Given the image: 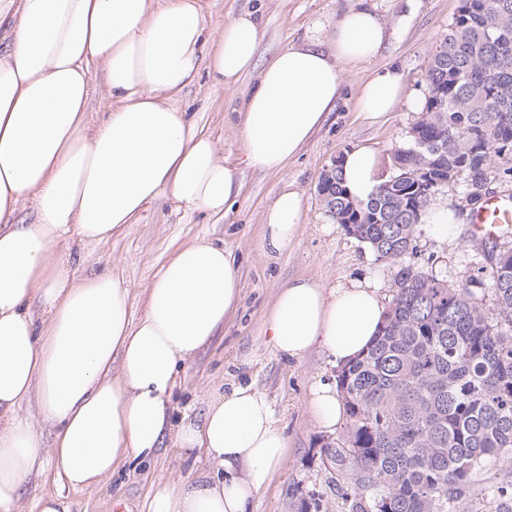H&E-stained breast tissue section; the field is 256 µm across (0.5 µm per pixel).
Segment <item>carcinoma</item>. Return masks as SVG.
Segmentation results:
<instances>
[{"instance_id": "obj_1", "label": "carcinoma", "mask_w": 512, "mask_h": 512, "mask_svg": "<svg viewBox=\"0 0 512 512\" xmlns=\"http://www.w3.org/2000/svg\"><path fill=\"white\" fill-rule=\"evenodd\" d=\"M423 117L394 155L400 184L353 199L336 170L319 182L347 235L394 269L385 323L336 367L347 428L326 456L348 464L349 512H512V229L481 241L473 274L448 281L418 262L422 215L406 210L418 175L458 187L471 209L493 157L512 152V0H461L426 75Z\"/></svg>"}]
</instances>
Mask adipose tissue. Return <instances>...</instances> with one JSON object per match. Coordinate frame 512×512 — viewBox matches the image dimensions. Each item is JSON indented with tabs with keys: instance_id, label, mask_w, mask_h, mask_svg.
Segmentation results:
<instances>
[{
	"instance_id": "adipose-tissue-1",
	"label": "adipose tissue",
	"mask_w": 512,
	"mask_h": 512,
	"mask_svg": "<svg viewBox=\"0 0 512 512\" xmlns=\"http://www.w3.org/2000/svg\"><path fill=\"white\" fill-rule=\"evenodd\" d=\"M261 37L252 11L213 35L203 0H0V512H22V491L48 458L60 487L40 495L39 512H71L69 491L103 486L155 457L167 438L203 450L214 474L157 490L146 512H248L285 461L275 410L253 384L211 393L201 422L169 413L181 366L236 310L231 250L203 239L177 248L147 286L138 318L111 272L79 275L53 250L70 237L106 243L164 198L188 213L225 214L241 167L283 169L339 100L342 72L365 69L391 34L375 10L353 6L330 39L312 33L260 69ZM93 60L109 97L94 123ZM203 70L226 87L257 75L240 110L242 166L178 103ZM403 91L401 73L373 75L360 117L378 122ZM379 169L367 145L341 156L354 199L371 197ZM27 208L29 224L19 218ZM302 213V194L285 185L265 213L263 251H286ZM387 311L377 277L338 288L298 277L277 292L263 334L283 358L319 350L344 364L367 350ZM309 394L316 424L334 431L344 418L335 385L315 382ZM29 400L35 411L22 413ZM41 422L56 426L52 444Z\"/></svg>"
}]
</instances>
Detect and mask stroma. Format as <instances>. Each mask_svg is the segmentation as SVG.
Listing matches in <instances>:
<instances>
[{"label":"stroma","instance_id":"35a3bbf8","mask_svg":"<svg viewBox=\"0 0 512 512\" xmlns=\"http://www.w3.org/2000/svg\"><path fill=\"white\" fill-rule=\"evenodd\" d=\"M372 2L397 33L373 61L371 70L398 67L405 77L406 98L426 97V72L460 0H417L403 27L398 24L405 9L403 0ZM348 4L349 0H205L208 24L217 33L240 11L260 9L264 35L257 63L261 66L291 42L305 39L315 22L334 20ZM369 72L343 74V92L336 107L284 171L244 170L240 194L223 219L185 213L164 199L138 223L113 234L108 243L85 246L67 241L55 247L79 274L112 271L128 288L136 317L144 311L146 286L178 247L204 238L234 252L241 277L239 308L217 336L184 365L170 410L176 419L186 413L200 419L209 392L236 381L251 382L267 395L289 452L270 484L256 495L250 512H349L342 497L347 489L344 476L324 454L325 445L345 428L337 426L332 433L321 430L306 406L312 382L331 381L336 365L319 351L298 361L283 359L268 345L262 320L279 288L296 277H308L332 288L374 273L383 288L391 286L393 270L375 262L367 248L349 237L341 225L333 224L317 192L324 170L354 143L378 150L383 158L382 177L392 178L394 154L405 146L409 130L421 118L420 113L402 106L384 122L371 125L362 121L357 115V99ZM254 81L249 74L227 89L203 74L180 98L181 106L193 113L198 130L218 139L225 155L234 159L240 155L238 112ZM287 181L294 182L303 195L301 234L288 251L270 258L260 247L261 226L267 208ZM431 205L451 207L460 222L451 227L444 241L434 235L431 225H423L418 245L423 253L438 255L447 263L450 282H464L472 272L465 240L469 208L451 187L435 194ZM210 470L201 451L178 448L167 440L156 459L143 469L115 475L95 491L70 492L71 512H142L147 498L159 487L182 480L200 482Z\"/></svg>","mask_w":512,"mask_h":512}]
</instances>
